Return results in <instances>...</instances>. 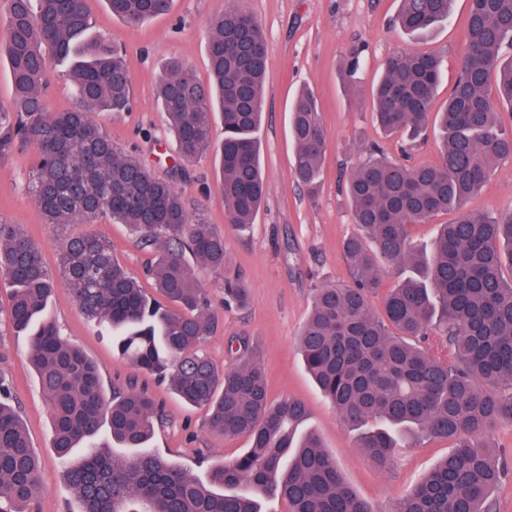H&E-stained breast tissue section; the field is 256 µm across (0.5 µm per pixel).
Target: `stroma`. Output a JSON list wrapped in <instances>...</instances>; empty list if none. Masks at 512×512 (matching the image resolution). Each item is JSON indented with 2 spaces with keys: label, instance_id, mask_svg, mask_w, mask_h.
Here are the masks:
<instances>
[{
  "label": "stroma",
  "instance_id": "1",
  "mask_svg": "<svg viewBox=\"0 0 512 512\" xmlns=\"http://www.w3.org/2000/svg\"><path fill=\"white\" fill-rule=\"evenodd\" d=\"M242 5L262 23L268 57L264 119L257 133L268 192L250 231L238 232L226 221L214 155L191 163L181 161L158 104V81L169 58H179L201 81H208L209 24L223 11L224 0H173L169 12L137 27L114 17L106 0H89L94 34L123 50L133 83L131 111L103 112L96 119L119 148L139 157L152 176L174 184L189 213L202 214L224 236L229 258L226 269L200 262L194 265L216 312L214 330L204 343L206 353L218 367H228L236 361L239 339H248L267 364L271 399L294 396L305 401L311 411L306 429L319 435L346 482L370 500L377 512H390L447 454V443L428 441L402 449L396 464L386 471L372 467L307 373L297 337L315 289L350 280L341 249L343 239L354 230L351 209L341 191L345 169L363 160L373 142L391 157L408 158L413 166L436 163L440 156L434 130H427L410 146L399 136H384L377 127L371 89L386 58L400 51L441 56L443 75L435 104L443 106L464 47L468 0H455L449 21L422 35L405 34L394 25L400 0H242ZM354 48L362 49L364 65L356 85L350 86L343 80L342 67ZM305 86L318 98L327 140L321 182L313 197L289 175L295 152L289 108ZM35 156L29 145L0 155V221L23 225L40 242L43 261L54 278L62 276L61 240L91 230L110 240L114 258L143 288H151L146 266L152 255L126 225L105 218L88 226L45 223L27 189ZM466 206L512 212V158L494 164L484 186ZM229 277L240 278L248 289L246 308H225L224 281ZM8 306L9 284L0 278V376L11 384L42 464L36 512H77L79 503L62 480L64 462L50 445L47 402L22 340L9 324ZM49 315L67 338L99 364L105 388L123 385L133 377L161 404L163 422L150 442L159 454L203 479L212 466L246 451L247 437L226 438L210 431L206 409L187 405L168 384L136 373L117 359L108 331L83 315L68 288L56 289ZM491 444L495 455L507 464V474L492 497L497 512H512V424L497 426Z\"/></svg>",
  "mask_w": 512,
  "mask_h": 512
}]
</instances>
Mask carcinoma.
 Returning a JSON list of instances; mask_svg holds the SVG:
<instances>
[{"label":"carcinoma","instance_id":"cac0c4a2","mask_svg":"<svg viewBox=\"0 0 512 512\" xmlns=\"http://www.w3.org/2000/svg\"><path fill=\"white\" fill-rule=\"evenodd\" d=\"M131 26L166 13L171 0H106ZM208 34L210 80L200 82L179 61L159 81L158 100L187 160L210 150L219 157L227 222L254 223L267 183L259 140L267 68L265 35L253 15L226 0ZM454 0H400L396 21L425 34L448 20ZM86 0H6L0 58L14 87L0 106V154L15 143L36 147L29 190L47 224H126L139 243L158 252L148 268L164 302L148 296L94 233L64 238L62 275L81 311L116 333L119 357L169 380L190 405L208 410L209 427L245 435L250 448L214 466L203 482L148 447L161 418L153 398L134 383L107 393L98 365L64 338L48 315L55 282L38 243L0 222V275L11 284L8 317L24 337L48 401L51 447L68 460L63 478L79 512H261L275 496L288 512H376L345 481L312 432L299 434L309 408L298 398L272 402L262 358L246 341L237 363L218 369L202 345L215 323L191 253L224 267V236L191 217L175 187L153 177L123 152L94 118L130 110L132 78L121 52L92 34ZM512 0H469L465 44L444 108L433 111L442 77L434 54L402 52L384 62L373 91L376 120L386 134L415 141L428 124L441 140L431 166L393 161L375 146L347 176L356 231L342 242L349 285L315 289L298 336L307 371L373 467L386 470L396 449L419 436L444 439L448 454L392 512H496L491 491L501 466L487 435L512 423V213L464 209L489 170L512 157ZM69 62L77 106L52 112L45 93L53 64ZM362 50L346 56L353 85ZM224 138L213 142V116ZM295 145L291 178L319 188L326 139L315 94L303 89L290 107ZM459 211L442 224L430 248L411 246L409 227L439 212ZM402 269L381 306L371 297L381 264ZM246 289H224V305L243 306ZM127 456L107 452L106 439ZM40 465L22 420L0 381V512H27L40 484Z\"/></svg>","mask_w":512,"mask_h":512}]
</instances>
